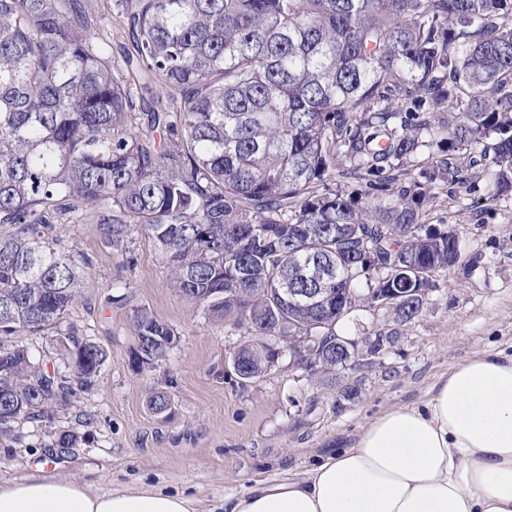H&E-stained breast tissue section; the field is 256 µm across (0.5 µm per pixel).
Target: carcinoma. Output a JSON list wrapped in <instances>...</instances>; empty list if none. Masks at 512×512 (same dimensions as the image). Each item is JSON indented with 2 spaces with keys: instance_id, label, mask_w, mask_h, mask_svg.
<instances>
[{
  "instance_id": "carcinoma-1",
  "label": "carcinoma",
  "mask_w": 512,
  "mask_h": 512,
  "mask_svg": "<svg viewBox=\"0 0 512 512\" xmlns=\"http://www.w3.org/2000/svg\"><path fill=\"white\" fill-rule=\"evenodd\" d=\"M115 2L118 64L88 0H0V335L72 343L64 374L0 346L1 433L69 407L108 358L65 324L93 265L59 247L66 217L120 252L146 236L174 290L258 337L243 376L274 362L266 336L329 375L356 358L336 345L353 308L388 298L408 322L458 262L422 204L466 184L461 158L512 193V0ZM158 83L137 112L132 86ZM347 179L392 201L359 207ZM132 325L138 367L165 361L174 330L145 307Z\"/></svg>"
}]
</instances>
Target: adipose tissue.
<instances>
[{"label": "adipose tissue", "instance_id": "adipose-tissue-1", "mask_svg": "<svg viewBox=\"0 0 512 512\" xmlns=\"http://www.w3.org/2000/svg\"><path fill=\"white\" fill-rule=\"evenodd\" d=\"M36 474L0 484V512H198L180 492L93 493ZM226 512H512V353L479 354L422 405L375 417L301 476L254 480Z\"/></svg>", "mask_w": 512, "mask_h": 512}]
</instances>
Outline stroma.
<instances>
[{
  "label": "stroma",
  "mask_w": 512,
  "mask_h": 512,
  "mask_svg": "<svg viewBox=\"0 0 512 512\" xmlns=\"http://www.w3.org/2000/svg\"><path fill=\"white\" fill-rule=\"evenodd\" d=\"M427 214L454 230L460 260L439 277L418 316L402 324L383 310L360 311L340 328L351 339L379 331L392 336L391 345L326 376L292 365L285 353L245 383L229 356L250 344V336L209 319L170 288L147 239L130 243V267L103 246L96 225H58L62 246L94 261L87 300L68 321L109 358L91 385L75 388L69 409L0 434V482L27 478L50 455L55 476L92 492L158 488L216 506L253 479L299 475L350 447L374 417L429 399L439 379L463 361L511 352L512 194L495 195L489 168L479 165L466 186L443 185ZM139 307L177 335L167 360L142 370L129 360L137 344L131 318ZM160 391L172 402L166 417L148 405ZM68 433L76 440L66 446L60 439Z\"/></svg>",
  "instance_id": "1"
}]
</instances>
